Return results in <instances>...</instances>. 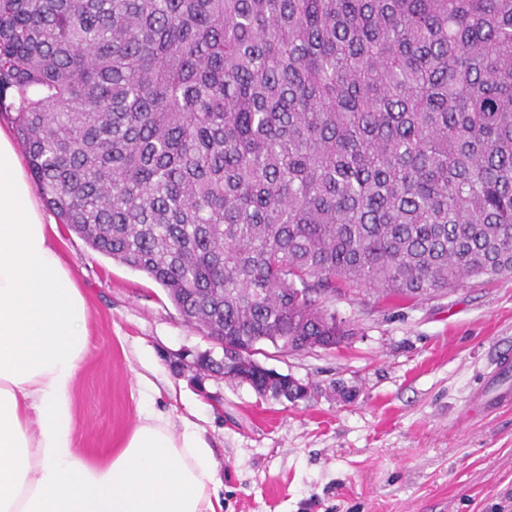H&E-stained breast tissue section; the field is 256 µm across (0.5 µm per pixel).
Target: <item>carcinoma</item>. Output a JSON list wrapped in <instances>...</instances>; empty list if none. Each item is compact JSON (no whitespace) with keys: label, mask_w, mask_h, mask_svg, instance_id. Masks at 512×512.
I'll list each match as a JSON object with an SVG mask.
<instances>
[{"label":"carcinoma","mask_w":512,"mask_h":512,"mask_svg":"<svg viewBox=\"0 0 512 512\" xmlns=\"http://www.w3.org/2000/svg\"><path fill=\"white\" fill-rule=\"evenodd\" d=\"M0 112L94 251L285 391L342 287L512 275V0H0Z\"/></svg>","instance_id":"cac0c4a2"}]
</instances>
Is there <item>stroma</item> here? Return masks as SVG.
<instances>
[{
	"mask_svg": "<svg viewBox=\"0 0 512 512\" xmlns=\"http://www.w3.org/2000/svg\"><path fill=\"white\" fill-rule=\"evenodd\" d=\"M58 232L89 311L73 389L76 448L89 461L122 447L149 399L204 429L223 512H512V405L472 404L512 354V276L426 301L337 293L356 336L287 355L267 344L258 356L307 386L290 402L202 369L200 355L222 350L160 285Z\"/></svg>",
	"mask_w": 512,
	"mask_h": 512,
	"instance_id": "stroma-1",
	"label": "stroma"
}]
</instances>
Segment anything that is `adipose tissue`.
Listing matches in <instances>:
<instances>
[{"mask_svg": "<svg viewBox=\"0 0 512 512\" xmlns=\"http://www.w3.org/2000/svg\"><path fill=\"white\" fill-rule=\"evenodd\" d=\"M57 235L0 126V512H222L217 461L191 420L146 404L110 460L77 453L88 309Z\"/></svg>", "mask_w": 512, "mask_h": 512, "instance_id": "obj_1", "label": "adipose tissue"}]
</instances>
